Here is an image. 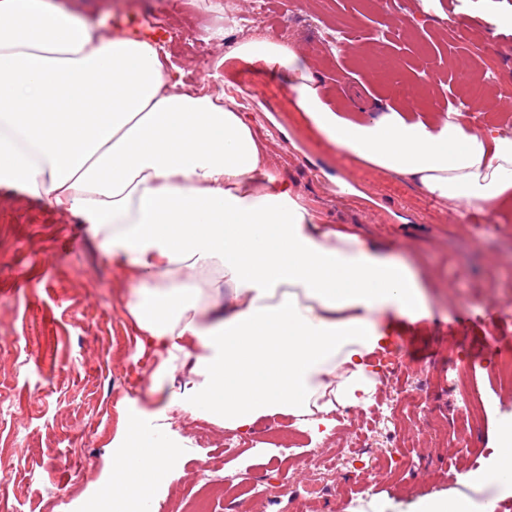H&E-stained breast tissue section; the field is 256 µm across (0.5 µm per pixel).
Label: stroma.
Returning <instances> with one entry per match:
<instances>
[{"label":"stroma","instance_id":"stroma-1","mask_svg":"<svg viewBox=\"0 0 512 512\" xmlns=\"http://www.w3.org/2000/svg\"><path fill=\"white\" fill-rule=\"evenodd\" d=\"M83 18L106 31H157L158 21L186 18L211 32L207 61L179 44L169 61L191 86L246 80L254 87L248 111L280 177L293 186L321 223L351 229L367 242L414 259L430 279L432 310L418 325H402L398 342L407 367L384 376L377 401L383 416L372 440L363 419L337 423L336 437L289 450L270 444L263 429L289 416L259 418L248 446L225 458L224 428L207 418L164 409L162 396L147 397L148 372L157 363L141 347L125 311L128 290L85 225L45 207L22 191L0 186V507L13 512H82L101 496L112 472V451L130 419L152 422L180 450L178 464L156 499V512H193L208 498L210 512H225L224 500L208 496L197 466L211 463L227 484L241 478L275 479L287 471L290 484L313 482L289 456L307 457L344 438L359 447L366 464L388 456L387 432L411 441L401 448L397 476L356 483L348 466L330 475L327 500H284V512H410L436 494L465 496L485 512H512V496L457 484L492 447L500 425L512 418V392L502 390L485 368L490 339L512 346V204L483 210L478 220L458 215L448 203L410 180L351 157L313 132L288 92V73L262 59H227L236 44L224 33V17L260 6L263 22L252 37L287 36L326 79L332 99L355 112H375L388 103L391 84L371 79L390 37L396 62L409 80L407 107L448 109L446 93H460L480 69L494 68L499 88L512 93V57L507 50L512 0H438L426 13L421 0H392L378 10L372 0H67ZM475 20L472 52L458 53L448 21ZM503 24H495V17ZM348 23L353 44L336 55L329 28ZM467 354L471 383L486 410L473 426L458 394L449 390V353Z\"/></svg>","mask_w":512,"mask_h":512}]
</instances>
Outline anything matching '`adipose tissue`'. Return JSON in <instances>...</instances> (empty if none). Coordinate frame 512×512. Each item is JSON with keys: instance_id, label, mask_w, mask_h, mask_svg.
I'll return each mask as SVG.
<instances>
[{"instance_id": "1", "label": "adipose tissue", "mask_w": 512, "mask_h": 512, "mask_svg": "<svg viewBox=\"0 0 512 512\" xmlns=\"http://www.w3.org/2000/svg\"><path fill=\"white\" fill-rule=\"evenodd\" d=\"M166 55L145 34L105 35L61 0H0V185L78 216L100 240L140 346L160 356L150 393L183 367L191 386L170 398L183 412L238 432L289 415L324 440L338 408L373 403V357L396 321L427 315L424 277L320 225L236 100L186 88ZM232 55L287 64L288 91L320 136L456 212L512 192V133L452 110L344 111L296 47L272 37ZM178 456L130 422L112 452L113 512H154ZM456 480L512 496V420L489 466Z\"/></svg>"}]
</instances>
